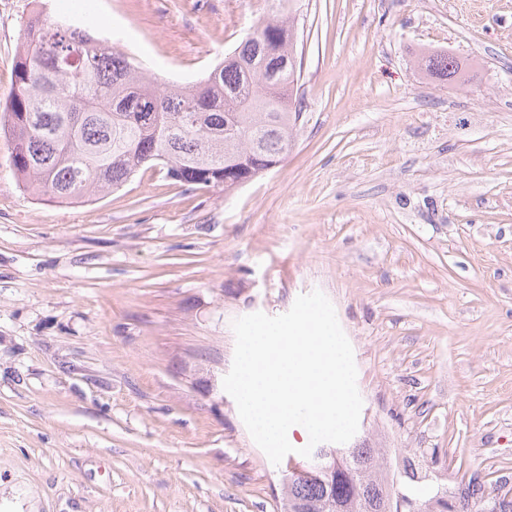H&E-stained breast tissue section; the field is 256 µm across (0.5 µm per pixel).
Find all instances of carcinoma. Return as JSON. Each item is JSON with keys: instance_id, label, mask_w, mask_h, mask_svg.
Segmentation results:
<instances>
[{"instance_id": "obj_1", "label": "carcinoma", "mask_w": 512, "mask_h": 512, "mask_svg": "<svg viewBox=\"0 0 512 512\" xmlns=\"http://www.w3.org/2000/svg\"><path fill=\"white\" fill-rule=\"evenodd\" d=\"M294 0L192 86L161 84L87 29H58L30 16L15 67V88L0 130L23 187L59 203L114 191L142 169L161 167L191 188L230 190L280 164L292 147L300 111ZM438 80L461 76L448 53L420 58ZM323 484L286 474L291 500L333 502L339 512H379L396 495L378 448H348Z\"/></svg>"}]
</instances>
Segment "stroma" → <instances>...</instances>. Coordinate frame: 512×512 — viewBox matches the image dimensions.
<instances>
[{
	"mask_svg": "<svg viewBox=\"0 0 512 512\" xmlns=\"http://www.w3.org/2000/svg\"><path fill=\"white\" fill-rule=\"evenodd\" d=\"M192 84L268 0H0V110L35 2ZM277 167L97 200L19 187L0 137V512H283L222 386L232 322L322 291L363 399L351 443L454 508L512 512V0H299ZM462 64L425 76L421 53Z\"/></svg>",
	"mask_w": 512,
	"mask_h": 512,
	"instance_id": "1",
	"label": "stroma"
}]
</instances>
